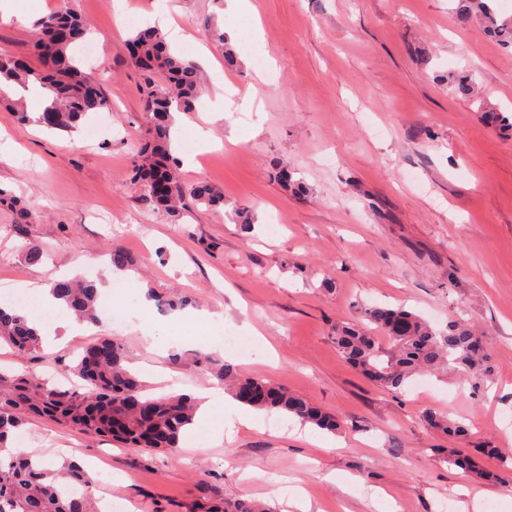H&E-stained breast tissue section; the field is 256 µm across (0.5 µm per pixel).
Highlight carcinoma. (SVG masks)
Listing matches in <instances>:
<instances>
[{
    "label": "carcinoma",
    "mask_w": 512,
    "mask_h": 512,
    "mask_svg": "<svg viewBox=\"0 0 512 512\" xmlns=\"http://www.w3.org/2000/svg\"><path fill=\"white\" fill-rule=\"evenodd\" d=\"M459 19L479 20L484 30L512 44V21L500 20L489 0H459ZM87 33L86 22L68 8H61L40 22L33 45L38 64L33 66L0 54V107L30 121L11 90L33 86L46 94L37 122L45 128L71 131L91 113L109 111L112 103L93 76L84 72L71 52ZM134 64L145 73L143 96L149 116L148 139L133 145L131 179L153 208L176 217L183 206L204 204L224 207V194L205 181L185 183L178 161L168 150L175 112L195 109L203 86V71L193 62L172 53L156 27L137 31L123 46ZM161 75L165 84L155 83ZM52 293L82 323L99 321L98 288L88 279L59 280ZM366 322L336 327L340 355L381 388L402 393L412 374L453 368L460 376L491 372L484 344L463 321L448 323V333L435 331L427 322L402 307L371 306ZM389 337L395 351L382 358L374 332ZM0 342L20 357L40 352L38 331L25 316L0 306ZM198 363L228 386L240 404L254 410H278L304 423L334 432L340 424L306 398L261 378L241 376L226 362L202 356ZM66 370L80 379L68 387L48 385L33 377L0 371V450L29 418H41L75 429L91 438L107 437L127 448L163 451L177 447L181 432L194 421L196 401L187 394L150 396L140 377L128 367L122 340L101 337L85 346ZM426 421L451 438L465 435L463 425L429 409ZM441 460L463 471L473 467L461 448H440ZM0 512H100L97 499L86 488L82 468L66 461L58 468H41L28 456L0 457ZM190 512H273L250 499L224 500L199 481Z\"/></svg>",
    "instance_id": "obj_1"
}]
</instances>
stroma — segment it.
Wrapping results in <instances>:
<instances>
[{
  "label": "stroma",
  "instance_id": "35a3bbf8",
  "mask_svg": "<svg viewBox=\"0 0 512 512\" xmlns=\"http://www.w3.org/2000/svg\"><path fill=\"white\" fill-rule=\"evenodd\" d=\"M63 2L93 28L96 52L81 64L112 109L91 115L92 141L0 111V291L62 276L107 284L114 245L134 258L136 285L100 296L98 325L57 351L29 359L1 348L0 369L57 381L87 344L116 336L134 369L166 374L149 392H195L217 385L197 362L211 352L342 427L331 434L276 411L278 428L239 425L212 447L208 431L189 432L154 453L32 418L20 432L35 450L118 474L103 494L133 512H188L201 479L276 512H298L293 494L308 512H512V471L498 469L499 453L512 454V131L482 117L512 115V47L461 23L457 0H45L51 11ZM5 3L14 19L0 21V53L33 62L38 27L23 20L33 0ZM129 14L142 26L172 19L171 47L207 75L195 111L174 116L171 148L214 140L181 171L223 190L222 208L175 220L131 184L130 145L147 125L139 72L119 53L134 33ZM208 23L223 29L234 62L204 39ZM467 72L474 91L462 95L448 77ZM278 163L302 195L275 179ZM34 245L44 262L27 260ZM173 295L181 306L164 305ZM374 304L405 305L441 331L465 319L492 377L463 384L440 370L400 395L382 389L334 341L337 325L362 322ZM145 306L156 347L136 320ZM429 407L469 425L468 436L435 432L422 417ZM453 444L500 482L440 461Z\"/></svg>",
  "mask_w": 512,
  "mask_h": 512
}]
</instances>
